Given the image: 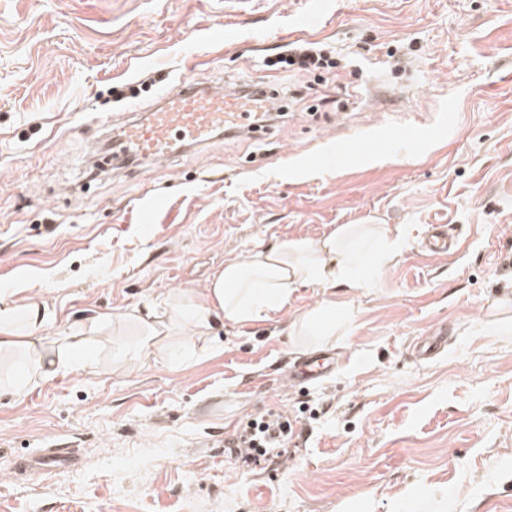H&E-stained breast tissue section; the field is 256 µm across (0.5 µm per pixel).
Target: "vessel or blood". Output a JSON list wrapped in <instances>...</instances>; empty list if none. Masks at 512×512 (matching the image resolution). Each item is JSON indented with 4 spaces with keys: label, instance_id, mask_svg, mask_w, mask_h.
<instances>
[{
    "label": "vessel or blood",
    "instance_id": "vessel-or-blood-1",
    "mask_svg": "<svg viewBox=\"0 0 512 512\" xmlns=\"http://www.w3.org/2000/svg\"><path fill=\"white\" fill-rule=\"evenodd\" d=\"M258 108V103L245 97L241 87L203 88L184 80L143 118L120 124L116 137L130 158L141 163L166 162L216 137L251 129ZM456 246V239L450 238L440 224L431 226L422 243L424 252L431 256L448 253ZM335 366L336 360L330 354L308 356L296 362L291 376L299 381L317 380L330 374ZM77 463L75 449L60 445L44 449L30 460L29 467L40 474L71 469Z\"/></svg>",
    "mask_w": 512,
    "mask_h": 512
}]
</instances>
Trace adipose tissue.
<instances>
[{
	"label": "adipose tissue",
	"mask_w": 512,
	"mask_h": 512,
	"mask_svg": "<svg viewBox=\"0 0 512 512\" xmlns=\"http://www.w3.org/2000/svg\"><path fill=\"white\" fill-rule=\"evenodd\" d=\"M350 225L335 228L316 240H288L225 261L204 286L165 298L163 314L139 309L125 313L116 322L94 318L76 333L52 339L39 335L48 317L45 304L29 301L21 306H0V353L19 355L22 369L13 380L15 394H23L33 382L58 370L87 364L88 349L96 337L113 333L135 336L136 342L123 355L133 367L151 354H164L170 363L181 358L172 341L185 331L192 336H211L217 317L247 324L284 311L292 293L301 287L360 286L356 267L367 243L353 244ZM346 312L335 300L317 301L289 323L291 332L323 336L334 333Z\"/></svg>",
	"instance_id": "ef3b65f1"
}]
</instances>
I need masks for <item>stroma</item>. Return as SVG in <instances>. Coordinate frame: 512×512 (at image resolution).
I'll return each instance as SVG.
<instances>
[{
	"instance_id": "obj_1",
	"label": "stroma",
	"mask_w": 512,
	"mask_h": 512,
	"mask_svg": "<svg viewBox=\"0 0 512 512\" xmlns=\"http://www.w3.org/2000/svg\"><path fill=\"white\" fill-rule=\"evenodd\" d=\"M318 43L344 112L298 78L278 125L170 162L89 177L90 144L180 79L276 88L267 61ZM426 134L408 150L387 129ZM367 149L337 165L344 143ZM403 230L366 288L304 287L286 313L225 321L221 348L126 371L125 336L91 367L0 388V512H512V0H0V302L39 299L43 332L159 308L226 260L335 226ZM461 241L434 258L430 225ZM348 311L320 343L283 328L317 299ZM448 347L410 350L432 329ZM336 369L294 385L309 353ZM287 414L278 463L224 446L247 419ZM70 444L77 468L15 458Z\"/></svg>"
}]
</instances>
